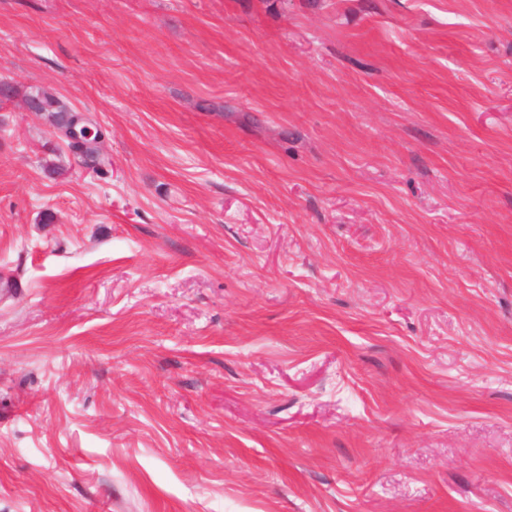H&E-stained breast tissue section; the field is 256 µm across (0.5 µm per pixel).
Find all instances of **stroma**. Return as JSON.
<instances>
[{
	"label": "stroma",
	"instance_id": "1",
	"mask_svg": "<svg viewBox=\"0 0 512 512\" xmlns=\"http://www.w3.org/2000/svg\"><path fill=\"white\" fill-rule=\"evenodd\" d=\"M1 80L0 512H512V0H0ZM29 97H36L40 100V112H43L49 121L51 118L54 119L57 113L67 109L66 104H64L52 93L41 88H34L27 95H25V101L23 103V109L25 112L35 114L39 112L38 102L34 99L27 100Z\"/></svg>",
	"mask_w": 512,
	"mask_h": 512
}]
</instances>
